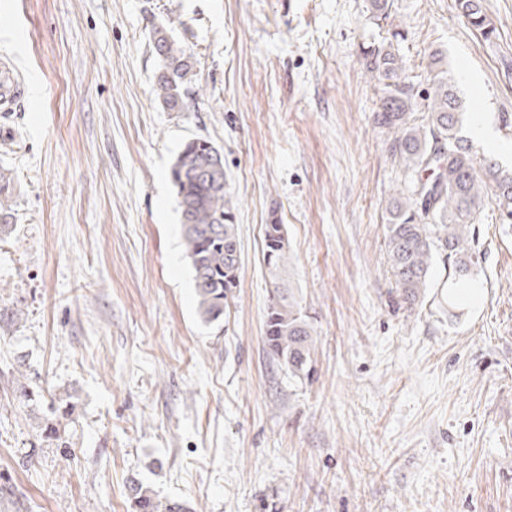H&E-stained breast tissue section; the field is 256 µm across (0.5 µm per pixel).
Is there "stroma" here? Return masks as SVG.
Segmentation results:
<instances>
[{"label":"stroma","mask_w":512,"mask_h":512,"mask_svg":"<svg viewBox=\"0 0 512 512\" xmlns=\"http://www.w3.org/2000/svg\"><path fill=\"white\" fill-rule=\"evenodd\" d=\"M484 39L455 0H12L0 70V512H134L130 478L195 512H512V220L475 224L477 304L437 261L407 310L388 265L404 169L373 114L363 51L391 39L417 101L443 64L478 156L512 163V0ZM200 97L154 92L152 26ZM224 152L241 268L224 318L196 310L169 171L183 142ZM313 316V382L266 355L264 226ZM11 180L10 170L0 168V233L8 230L14 220L11 204H9Z\"/></svg>","instance_id":"obj_1"}]
</instances>
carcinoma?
I'll return each instance as SVG.
<instances>
[{
  "instance_id": "cac0c4a2",
  "label": "carcinoma",
  "mask_w": 512,
  "mask_h": 512,
  "mask_svg": "<svg viewBox=\"0 0 512 512\" xmlns=\"http://www.w3.org/2000/svg\"><path fill=\"white\" fill-rule=\"evenodd\" d=\"M457 9L485 39L495 35L484 0H456ZM159 60L154 90L171 112L188 110L194 63L164 27L152 32ZM366 69L383 85L381 105L374 123L393 134L389 151L404 167L409 185L391 203L385 240L388 263L397 292L409 307L422 303L437 255H445L456 288L477 274L476 214L486 195L494 198L506 219H512V168L495 158L477 159L462 135L468 108L458 96L455 82L441 69L439 54L430 55L435 72L427 115L413 119V86L402 78L403 62L393 45L364 52ZM223 150L202 137L184 142L170 169L177 189L183 245L190 260L197 313L206 324L219 322L238 287L240 243L235 204L226 189L224 168L212 159ZM11 172L0 168V233L14 216ZM288 239L283 225H265L262 260L272 288L266 309L264 347L269 359L290 380H314L316 330L310 316L286 279ZM135 512H189L177 501H161L138 480L129 485Z\"/></svg>"
}]
</instances>
